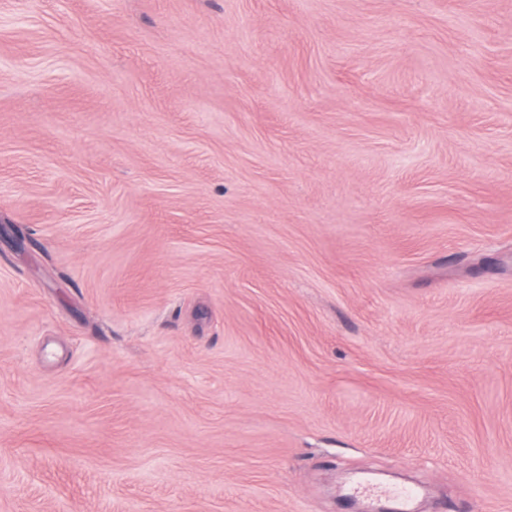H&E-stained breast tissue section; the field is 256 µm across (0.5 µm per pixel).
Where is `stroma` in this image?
<instances>
[{"label":"stroma","instance_id":"1","mask_svg":"<svg viewBox=\"0 0 512 512\" xmlns=\"http://www.w3.org/2000/svg\"><path fill=\"white\" fill-rule=\"evenodd\" d=\"M512 512V0H0V512Z\"/></svg>","mask_w":512,"mask_h":512}]
</instances>
